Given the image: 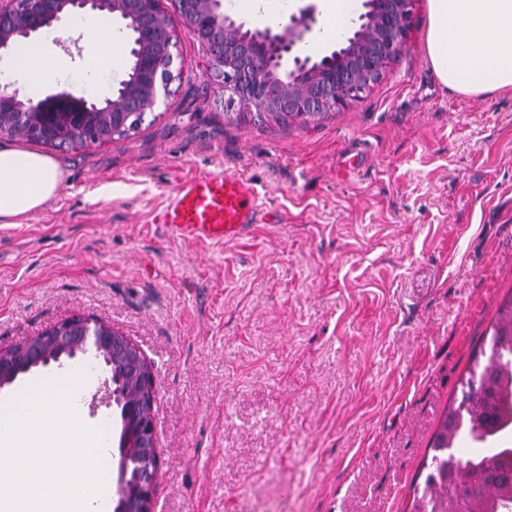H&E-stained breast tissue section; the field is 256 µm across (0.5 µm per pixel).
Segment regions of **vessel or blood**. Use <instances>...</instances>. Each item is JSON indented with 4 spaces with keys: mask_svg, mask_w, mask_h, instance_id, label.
Segmentation results:
<instances>
[{
    "mask_svg": "<svg viewBox=\"0 0 512 512\" xmlns=\"http://www.w3.org/2000/svg\"><path fill=\"white\" fill-rule=\"evenodd\" d=\"M261 212L259 196L248 179L219 172L180 182L154 221L177 237L221 242L247 235Z\"/></svg>",
    "mask_w": 512,
    "mask_h": 512,
    "instance_id": "b4317fda",
    "label": "vessel or blood"
}]
</instances>
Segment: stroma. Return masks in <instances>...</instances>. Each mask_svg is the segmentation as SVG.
<instances>
[{
	"label": "stroma",
	"mask_w": 512,
	"mask_h": 512,
	"mask_svg": "<svg viewBox=\"0 0 512 512\" xmlns=\"http://www.w3.org/2000/svg\"><path fill=\"white\" fill-rule=\"evenodd\" d=\"M180 71L129 136L36 145L64 173L57 199L0 223V349L75 317L143 352L155 381L154 512H406L472 355L512 299V89L467 96L428 59L418 0L401 54L317 124L242 119L176 0H159ZM298 44L319 58L320 0ZM251 180L264 212L222 244L170 237L154 215L183 180ZM80 367L106 424L110 377L80 353L0 388Z\"/></svg>",
	"instance_id": "stroma-1"
}]
</instances>
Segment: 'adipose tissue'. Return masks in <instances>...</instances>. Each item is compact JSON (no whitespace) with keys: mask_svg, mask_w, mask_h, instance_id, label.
Segmentation results:
<instances>
[{"mask_svg":"<svg viewBox=\"0 0 512 512\" xmlns=\"http://www.w3.org/2000/svg\"><path fill=\"white\" fill-rule=\"evenodd\" d=\"M425 45L441 82L465 95L512 87V0H427ZM69 29L81 31L94 51L77 82L88 91L104 89L124 65L121 36L91 15L73 16ZM49 38L32 55L0 62V87L16 84L36 92L66 76L64 62L50 53ZM63 184L59 165L41 154L0 149V223L15 224L45 208Z\"/></svg>","mask_w":512,"mask_h":512,"instance_id":"ef3b65f1","label":"adipose tissue"}]
</instances>
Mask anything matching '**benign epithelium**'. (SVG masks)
<instances>
[{
  "instance_id": "7a95c632",
  "label": "benign epithelium",
  "mask_w": 512,
  "mask_h": 512,
  "mask_svg": "<svg viewBox=\"0 0 512 512\" xmlns=\"http://www.w3.org/2000/svg\"><path fill=\"white\" fill-rule=\"evenodd\" d=\"M187 30L204 47L208 72L224 82L232 97L258 112H300L318 115L346 105L361 92L381 63L403 45L414 0H372L360 17L356 35L343 51L317 60L293 57V68L283 61L308 29L306 17L291 19L282 32L246 29L224 14L222 0H177ZM76 13L107 14L125 22L132 32V58L127 78L102 102L76 90H64L37 102L18 92L0 90V137L30 142L67 143L74 138L73 119L95 113L107 128L120 131L130 118L153 111L159 91L175 80V32L162 18L159 0H0V51L19 39L51 29L63 17ZM82 347L91 346L112 364V328L80 318ZM73 325L64 321L48 330L51 339L69 351ZM144 383L142 402L153 406L154 379L148 364L139 370ZM13 357L0 351V382L15 380ZM139 483V510L153 512L158 456L143 463Z\"/></svg>"
}]
</instances>
